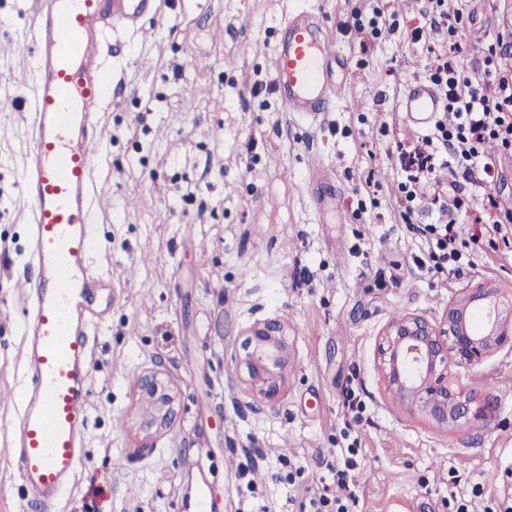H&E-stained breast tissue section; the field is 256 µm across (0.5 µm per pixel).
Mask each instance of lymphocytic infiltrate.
Segmentation results:
<instances>
[{
	"mask_svg": "<svg viewBox=\"0 0 512 512\" xmlns=\"http://www.w3.org/2000/svg\"><path fill=\"white\" fill-rule=\"evenodd\" d=\"M425 24L411 32L412 43L425 50L426 78L440 96L443 113L429 134L398 143L397 160L403 174L396 198L403 220L410 221L426 196L439 200L438 216L428 224H412L423 239V252L414 259L418 275L442 280L460 271L469 258L463 250V228L457 220L465 213L471 223L484 225L487 236L512 225V209L502 206L495 194H486L481 207L462 198L452 205L441 202L445 194L438 169L457 160L464 176H480L485 186L495 181V168L484 154L489 142L512 154V40L502 38L484 58L480 78L466 76L461 50L455 42L458 17L449 15L445 0H426ZM347 474L336 470L331 481L321 482L308 498L307 512H350L356 495L348 488Z\"/></svg>",
	"mask_w": 512,
	"mask_h": 512,
	"instance_id": "f902f5d3",
	"label": "lymphocytic infiltrate"
}]
</instances>
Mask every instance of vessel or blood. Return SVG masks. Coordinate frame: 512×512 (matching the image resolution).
I'll use <instances>...</instances> for the list:
<instances>
[{
	"label": "vessel or blood",
	"mask_w": 512,
	"mask_h": 512,
	"mask_svg": "<svg viewBox=\"0 0 512 512\" xmlns=\"http://www.w3.org/2000/svg\"><path fill=\"white\" fill-rule=\"evenodd\" d=\"M157 11L158 0H41L34 15L33 148L24 189L40 282L25 286L29 384L12 457L31 497L46 505L76 475L88 421L91 258L100 222L93 163L101 140L92 125L109 96L107 36L114 23L136 29ZM281 32L276 87L289 111L316 121L339 93L342 57L313 11L288 16ZM400 107L425 128L441 101L430 85L414 82Z\"/></svg>",
	"instance_id": "obj_1"
}]
</instances>
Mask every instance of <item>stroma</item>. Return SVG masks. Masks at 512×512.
Segmentation results:
<instances>
[{
  "instance_id": "stroma-1",
  "label": "stroma",
  "mask_w": 512,
  "mask_h": 512,
  "mask_svg": "<svg viewBox=\"0 0 512 512\" xmlns=\"http://www.w3.org/2000/svg\"><path fill=\"white\" fill-rule=\"evenodd\" d=\"M32 0H0V512H45L5 453L27 379L18 280L30 262ZM461 12L465 73L476 76L512 0H447ZM314 9L349 74L330 112H288L273 75L279 29ZM382 33L356 32L354 14ZM420 0H160L152 37L112 30L110 101L94 164L101 288L82 461L56 512H194L207 487L219 512H300L308 488L342 466L353 512H497L512 499V349L463 378L494 401L490 422L448 431L384 390L377 351L396 315L436 319L485 280L512 287V243L475 245L445 281L411 272L421 241L399 215L395 144L419 131L401 111L425 81L411 43ZM334 198L317 206L309 162ZM400 270L393 282L389 271ZM285 324L284 395L267 406L239 360L254 323ZM162 370L173 423L140 427L137 383Z\"/></svg>"
}]
</instances>
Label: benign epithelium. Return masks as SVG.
<instances>
[{"mask_svg":"<svg viewBox=\"0 0 512 512\" xmlns=\"http://www.w3.org/2000/svg\"><path fill=\"white\" fill-rule=\"evenodd\" d=\"M485 312L483 326L474 325ZM512 347V291L484 282L448 302L440 319L408 313L388 326L378 350L385 390L408 413L453 430L492 415L490 402L449 379L451 368L470 369L500 349ZM242 359L248 381L263 401L282 396L289 344L284 326L276 321L248 329ZM139 401L151 409L143 429L160 430L176 415L177 394L169 378L151 371L138 383Z\"/></svg>","mask_w":512,"mask_h":512,"instance_id":"benign-epithelium-1","label":"benign epithelium"}]
</instances>
